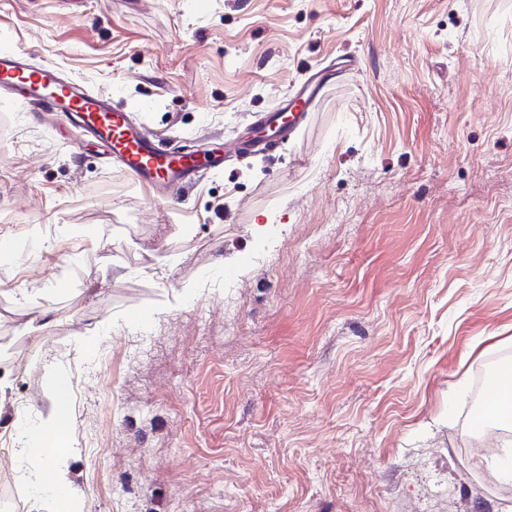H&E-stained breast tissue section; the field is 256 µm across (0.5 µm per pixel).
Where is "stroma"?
<instances>
[{"mask_svg": "<svg viewBox=\"0 0 512 512\" xmlns=\"http://www.w3.org/2000/svg\"><path fill=\"white\" fill-rule=\"evenodd\" d=\"M1 41L199 149L357 66L184 200L0 95V437L62 377L83 512H512L468 403L512 353V0H0Z\"/></svg>", "mask_w": 512, "mask_h": 512, "instance_id": "obj_1", "label": "stroma"}]
</instances>
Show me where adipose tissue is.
Here are the masks:
<instances>
[{"label":"adipose tissue","mask_w":512,"mask_h":512,"mask_svg":"<svg viewBox=\"0 0 512 512\" xmlns=\"http://www.w3.org/2000/svg\"><path fill=\"white\" fill-rule=\"evenodd\" d=\"M71 425L68 383L58 380L50 413L44 430L31 434L35 447L29 455L37 474L40 492L53 497L58 491V464L65 455L64 438Z\"/></svg>","instance_id":"adipose-tissue-1"}]
</instances>
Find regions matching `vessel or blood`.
<instances>
[{
    "label": "vessel or blood",
    "mask_w": 512,
    "mask_h": 512,
    "mask_svg": "<svg viewBox=\"0 0 512 512\" xmlns=\"http://www.w3.org/2000/svg\"><path fill=\"white\" fill-rule=\"evenodd\" d=\"M327 84L326 78H319L311 91L295 95L285 107L262 118L248 148L269 149L295 131ZM0 90L23 106L77 124L106 158L119 162L135 182L160 200L171 190L189 188L200 172L224 164L223 154L214 150L197 154L163 147L144 126L116 109L111 98L89 93L55 70L33 66L28 52L20 48L0 49Z\"/></svg>",
    "instance_id": "obj_1"
}]
</instances>
